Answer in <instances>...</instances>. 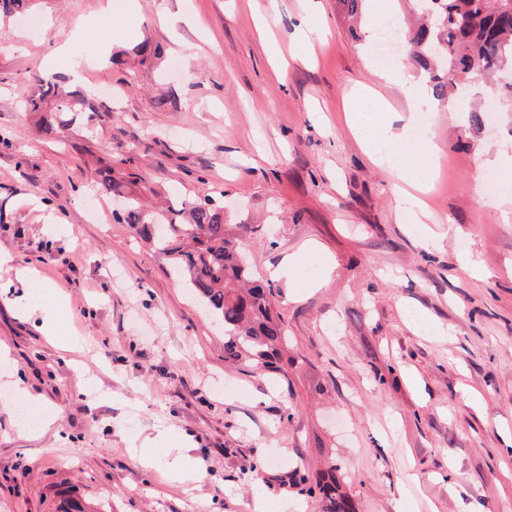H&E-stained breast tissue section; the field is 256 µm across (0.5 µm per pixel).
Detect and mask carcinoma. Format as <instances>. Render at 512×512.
Listing matches in <instances>:
<instances>
[{"label": "carcinoma", "instance_id": "1", "mask_svg": "<svg viewBox=\"0 0 512 512\" xmlns=\"http://www.w3.org/2000/svg\"><path fill=\"white\" fill-rule=\"evenodd\" d=\"M37 0H0V18L29 12ZM350 34L364 46L367 0H337ZM412 19L395 18L403 33L404 56L420 68L432 100L444 108L473 75L493 84L512 65V0H406ZM27 111L38 115L45 133L68 127L69 114L93 109L85 93L67 90L53 78L37 79L26 97ZM97 191L123 199L114 216L177 269L186 290L224 326V360L246 362L259 371H279L285 334L274 313L272 286L257 277L241 252L239 231L227 224L224 203L203 194L190 201L170 194L162 207L146 202L158 195L148 183L105 176ZM307 492L319 493L324 512H352L331 466Z\"/></svg>", "mask_w": 512, "mask_h": 512}]
</instances>
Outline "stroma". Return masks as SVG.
Wrapping results in <instances>:
<instances>
[{
	"instance_id": "35a3bbf8",
	"label": "stroma",
	"mask_w": 512,
	"mask_h": 512,
	"mask_svg": "<svg viewBox=\"0 0 512 512\" xmlns=\"http://www.w3.org/2000/svg\"><path fill=\"white\" fill-rule=\"evenodd\" d=\"M167 6L161 20L155 0H39L0 31V389L25 388L0 403V512H252L258 493L270 512H323L306 488L330 464L356 512H512V219L473 191L490 172L512 181V112L479 129L432 112L430 221L404 223L344 105L370 88L415 122V72L376 64L336 0ZM307 11L324 37L303 39ZM78 39L96 48L83 89L113 95L48 137L25 92L44 72L69 80L56 48ZM117 52L127 65L108 64ZM107 169L223 191L259 274L302 253L272 283L281 371L225 361L223 333L96 194ZM323 259L330 279L307 289ZM24 267L61 301L59 343L27 309ZM164 427L189 440L196 486L162 449L131 458Z\"/></svg>"
}]
</instances>
